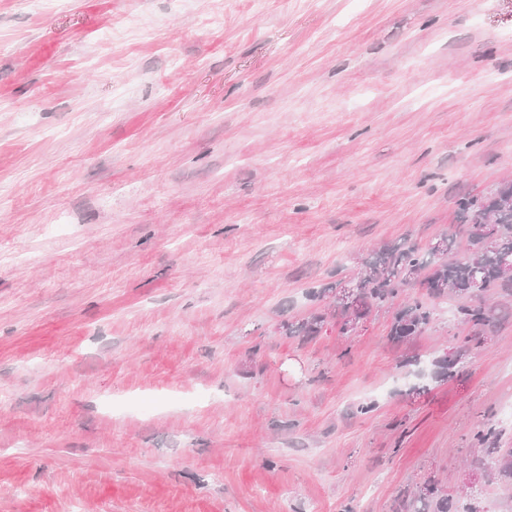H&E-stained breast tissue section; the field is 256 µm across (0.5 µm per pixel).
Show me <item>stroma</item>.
Masks as SVG:
<instances>
[{
  "label": "stroma",
  "instance_id": "obj_1",
  "mask_svg": "<svg viewBox=\"0 0 512 512\" xmlns=\"http://www.w3.org/2000/svg\"><path fill=\"white\" fill-rule=\"evenodd\" d=\"M505 178L512 0H0V512H512V298L278 329ZM433 318L432 304L420 298H413L400 305L392 319L390 336L404 340L423 333ZM502 309L493 304L486 302L479 305H469L468 303L460 304L456 307V317L462 323L471 326L472 333L464 338V346L458 351L454 357H445L435 361L438 367L439 377H450L455 372L456 366L469 349L471 342L481 344L488 339L492 327L501 318ZM453 507L454 498L428 480L408 496L406 512H458Z\"/></svg>",
  "mask_w": 512,
  "mask_h": 512
}]
</instances>
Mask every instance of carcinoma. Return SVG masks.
<instances>
[{"mask_svg": "<svg viewBox=\"0 0 512 512\" xmlns=\"http://www.w3.org/2000/svg\"><path fill=\"white\" fill-rule=\"evenodd\" d=\"M459 233L447 235L438 248H419L415 245L384 247L363 260L364 270L356 278L357 306L341 309L343 322L354 316L362 318L383 307H390L404 288L417 285L429 298L448 295L466 300L472 297L471 283L475 275L482 278L478 295L506 292L512 296V275L500 274L503 259H512V180H504L490 192L471 196L459 202ZM466 241L467 256L449 259L457 248V237ZM329 283L311 291L314 299L324 302L323 309L294 323L281 321L279 329L285 336L312 337L320 333L328 319L336 316L337 288ZM502 309L487 303L460 304L456 317L471 326L472 333L464 338V346L452 357L435 361L438 376L450 377L472 342L483 343L492 327L501 318ZM433 318L432 304L414 298L399 306L392 319L390 336L404 340L423 333ZM498 454L495 475L512 482V448H496ZM454 498L432 480L408 496L406 512H455Z\"/></svg>", "mask_w": 512, "mask_h": 512, "instance_id": "1", "label": "carcinoma"}]
</instances>
